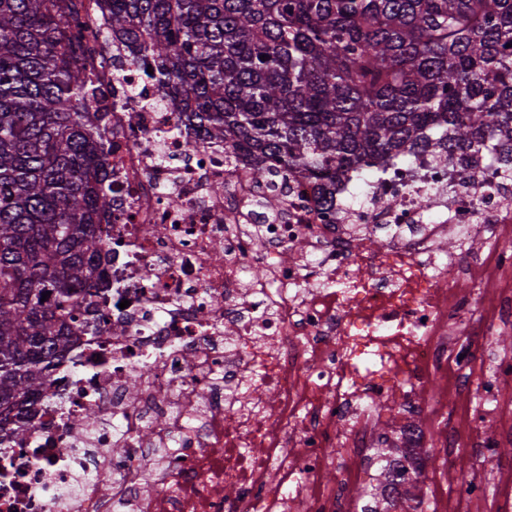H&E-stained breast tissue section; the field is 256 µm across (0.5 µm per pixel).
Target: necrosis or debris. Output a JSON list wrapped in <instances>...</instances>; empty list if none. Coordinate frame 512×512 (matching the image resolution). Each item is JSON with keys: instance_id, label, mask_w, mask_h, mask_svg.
Instances as JSON below:
<instances>
[{"instance_id": "necrosis-or-debris-1", "label": "necrosis or debris", "mask_w": 512, "mask_h": 512, "mask_svg": "<svg viewBox=\"0 0 512 512\" xmlns=\"http://www.w3.org/2000/svg\"><path fill=\"white\" fill-rule=\"evenodd\" d=\"M78 24L112 130L99 227L112 302L0 448V512H352L379 402L403 407L384 467L409 465L425 409L448 404L431 381L451 372L467 403L444 460L486 454L487 424L512 434V354L479 389L469 382L493 343L470 331L471 299L489 323L512 320V177L495 143L447 165L426 152L393 162L343 184L330 208L312 182L259 185L223 150L192 148L157 85L119 67L93 0ZM270 193L274 214L258 204ZM375 235L382 248H359ZM449 239L466 255L449 256ZM452 264L469 287L449 279ZM90 408L100 419L82 425ZM158 448L167 464H154ZM331 456L344 468L328 484ZM427 509L512 512V472L491 483L474 465Z\"/></svg>"}]
</instances>
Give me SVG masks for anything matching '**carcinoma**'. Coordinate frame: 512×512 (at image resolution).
Masks as SVG:
<instances>
[{
    "label": "carcinoma",
    "mask_w": 512,
    "mask_h": 512,
    "mask_svg": "<svg viewBox=\"0 0 512 512\" xmlns=\"http://www.w3.org/2000/svg\"><path fill=\"white\" fill-rule=\"evenodd\" d=\"M176 131L251 178L380 174L496 142L512 168V0H97ZM79 0H0V441L111 294L102 92ZM266 60H261V56ZM50 293L47 300L42 294Z\"/></svg>",
    "instance_id": "carcinoma-1"
}]
</instances>
